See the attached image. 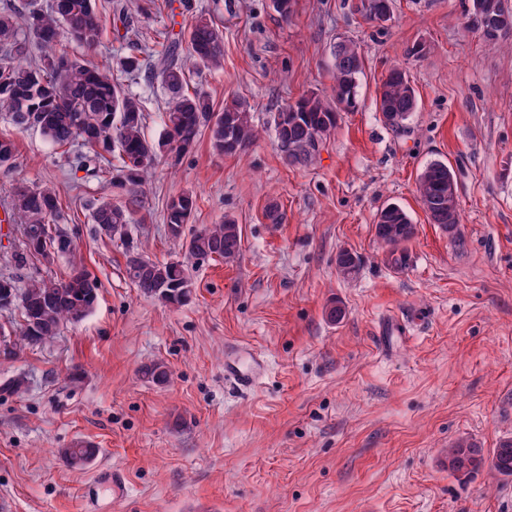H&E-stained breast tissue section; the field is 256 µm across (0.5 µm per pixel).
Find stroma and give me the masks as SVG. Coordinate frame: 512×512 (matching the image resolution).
I'll use <instances>...</instances> for the list:
<instances>
[{
	"label": "stroma",
	"mask_w": 512,
	"mask_h": 512,
	"mask_svg": "<svg viewBox=\"0 0 512 512\" xmlns=\"http://www.w3.org/2000/svg\"><path fill=\"white\" fill-rule=\"evenodd\" d=\"M359 4L292 0L284 16L273 0H112L92 60L115 66L137 43L160 50V33L205 16L224 35V61L190 85L218 110L243 101L259 131L224 155L201 130L139 186L74 178L72 155L0 110V138L16 147L0 169V276L14 275L20 239L9 189L36 182L59 194L58 225L99 285L82 321L0 357V383L26 381L22 395L0 397V512H512V479L484 469L462 483L436 465L458 439L488 450L512 437V35L486 42L467 0H391L384 22ZM344 40L363 57L358 107L340 112L312 164L288 166L274 120L301 96L332 100ZM396 67L417 98L399 129L376 107ZM114 76L158 140L159 82ZM434 161L455 173L452 233L417 197ZM184 192L196 199L185 234L229 216L243 245L233 262L191 266V300L171 307L131 283L125 253L182 258L164 216ZM102 197L132 209L129 243L91 223L85 203ZM392 203L415 226L398 267L375 232ZM342 251L359 261L349 278L336 269ZM235 343L268 363L248 391L224 378ZM152 362L169 368L166 385L142 378ZM80 440L97 458L66 465L59 449ZM112 470L127 480L124 500L104 479Z\"/></svg>",
	"instance_id": "obj_1"
}]
</instances>
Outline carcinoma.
I'll return each instance as SVG.
<instances>
[{
  "label": "carcinoma",
  "mask_w": 512,
  "mask_h": 512,
  "mask_svg": "<svg viewBox=\"0 0 512 512\" xmlns=\"http://www.w3.org/2000/svg\"><path fill=\"white\" fill-rule=\"evenodd\" d=\"M470 2V8L481 7L493 18L506 15L512 19V0ZM28 26L43 52L38 62L28 59V45L15 16L0 14V107L21 130L37 128L59 148L79 145L77 166L88 177L105 172L102 162L113 155L120 162L114 168L115 178L140 185L160 153L180 156L188 152L203 126L208 127L213 148L220 154L232 155L257 138L243 102L227 101L217 112L204 93L189 91L186 60L170 45L149 64L152 77L160 79L170 95L163 113L165 134L157 142L147 139L139 99L114 80L111 67L93 65L66 51L68 42L87 50L100 44L102 25L96 0H51L47 11L30 13ZM186 39L196 67L212 69L221 65L224 36L210 20L198 17ZM335 56L336 105L310 94L278 112L275 131L285 148L284 160L291 166L314 161L323 140L336 127L338 107H357V75L362 65L358 47L351 41L342 42L336 46ZM376 105L384 116L393 118L390 125L397 127L415 110V90L402 69H392L382 81ZM454 187L453 173L441 161L429 164L418 180L420 200L431 223L448 233L459 222L457 209L448 207V190ZM10 199L13 221L19 224L23 239L12 254L16 274L0 278V300L12 299V306L20 313V330L13 334L17 349L49 342L64 325L83 320L96 303L98 281L76 260L64 279L29 274L38 262L50 265L56 258L73 253V243L59 248L51 236V225L57 223L62 210L54 188L19 182L12 186ZM195 205L191 194L172 197L166 206V224L185 227ZM90 220L106 236L123 238L132 223V212L102 198L92 204ZM375 231L377 238L390 247V262L403 264L404 244L415 234V225L406 211L397 204L385 207ZM241 247L242 230L226 216L223 222L211 224L183 242L181 260L153 261L128 248L126 274L143 294L169 306H181L192 294L188 261L218 258L230 262ZM140 373L156 385H164L169 379V370L162 363L145 365ZM97 454L98 448L90 442L59 450L62 460L71 466L89 463ZM484 466L505 478L512 477V439L500 441L488 453L466 439L448 449L446 469L460 480Z\"/></svg>",
  "instance_id": "1"
}]
</instances>
